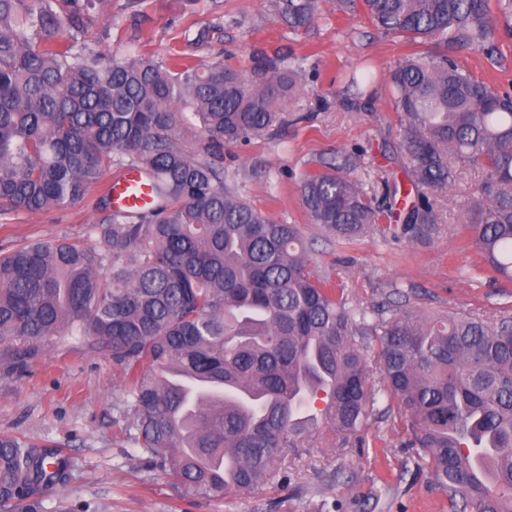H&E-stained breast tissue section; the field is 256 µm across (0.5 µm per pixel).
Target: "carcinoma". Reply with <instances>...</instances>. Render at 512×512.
<instances>
[{"mask_svg":"<svg viewBox=\"0 0 512 512\" xmlns=\"http://www.w3.org/2000/svg\"><path fill=\"white\" fill-rule=\"evenodd\" d=\"M292 30L319 0H275ZM108 0H0V215L82 202L114 167L153 190L146 210L97 204L103 249L29 242L0 256V340L88 336L127 376L125 431L188 493L255 492L279 474L296 421L322 395L320 417L341 435L375 403L397 411L416 466L449 512H512V315L352 308L310 263L297 224L274 221L224 185L226 143L270 133L292 104L302 60L263 56L258 80L221 61L107 59L85 38ZM387 34L439 50L413 53L383 75L400 124L412 201L401 231L423 239L443 223L437 193L460 168L483 172L465 225L484 265L512 283V94L479 80L461 50L498 54L494 17L512 0H362ZM378 79L355 69L361 95ZM197 121L200 139L180 133ZM303 176L309 223L347 244L384 233L400 190L368 183L350 161ZM107 270L109 277L100 275ZM356 336L379 337L369 365ZM46 446L0 437V512H36L69 479Z\"/></svg>","mask_w":512,"mask_h":512,"instance_id":"cac0c4a2","label":"carcinoma"}]
</instances>
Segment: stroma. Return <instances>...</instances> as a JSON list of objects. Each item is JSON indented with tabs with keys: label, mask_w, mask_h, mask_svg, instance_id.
<instances>
[{
	"label": "stroma",
	"mask_w": 512,
	"mask_h": 512,
	"mask_svg": "<svg viewBox=\"0 0 512 512\" xmlns=\"http://www.w3.org/2000/svg\"><path fill=\"white\" fill-rule=\"evenodd\" d=\"M87 39L108 57L143 52L163 61L221 60L249 79L255 51L302 59L292 114L269 138L225 146L219 161L225 183L273 220L302 225L314 240L312 264L331 270L353 307L390 304L418 316L453 308L486 318L512 310V284L482 270L463 229L481 182L476 167L462 168L454 188L441 193L444 222L426 240L377 234L341 245L306 222L302 174L343 159L358 144L367 149L359 175L394 156L399 126L384 84L375 83L355 110L344 74L363 64L387 72L413 51L406 38L383 34L363 12L334 11L328 0L298 32L271 0H111ZM495 41L496 60L475 49L460 51L458 59L479 79L512 91V37L499 27ZM93 216L88 200L0 216V253L39 240L102 249ZM26 349L18 338L0 343V435L59 448L70 463L68 482L44 497L39 512H448L447 497L416 470L402 423L379 404L355 435L343 437L322 422L299 447L283 449L280 480L262 490L186 493L125 433V380L109 353L80 336H51L23 369H14L9 354Z\"/></svg>",
	"instance_id": "obj_1"
}]
</instances>
